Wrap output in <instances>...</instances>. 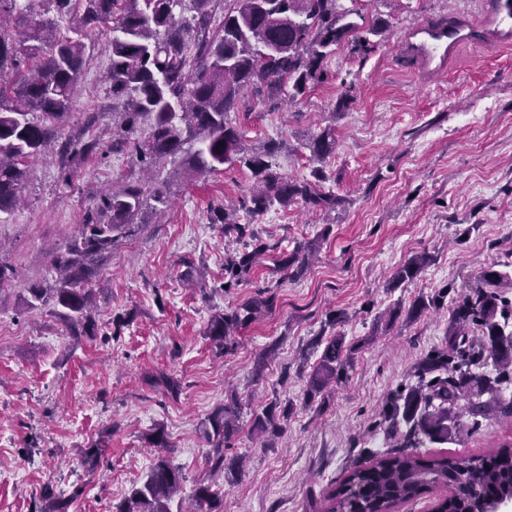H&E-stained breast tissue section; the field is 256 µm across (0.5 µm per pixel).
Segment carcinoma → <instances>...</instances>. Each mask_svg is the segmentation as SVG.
<instances>
[{
	"instance_id": "1",
	"label": "carcinoma",
	"mask_w": 512,
	"mask_h": 512,
	"mask_svg": "<svg viewBox=\"0 0 512 512\" xmlns=\"http://www.w3.org/2000/svg\"><path fill=\"white\" fill-rule=\"evenodd\" d=\"M47 3L59 16L76 22L78 38L60 37L54 23L40 19ZM357 9L341 0H0V215L15 210L31 162L44 155L71 112L84 69L88 29L112 24L107 48L112 58L108 84L112 98L126 100L122 144L137 158L157 164L181 156L189 173L220 170L237 163L258 185L242 207L251 215L271 205L299 199L311 208L333 209L341 198L307 181L287 179L272 162L276 147L259 151L245 145L243 132L228 114L242 99L264 97L270 108L282 97L303 96L324 80V60L343 43L361 54L371 52L374 38L389 27L377 15L369 24ZM148 135L134 137L141 120ZM311 157L324 160L335 139L324 132L309 144ZM165 208V184H129L99 196L95 217L81 225L57 256L58 276L49 286L28 289L31 306L52 309L74 336H91L97 328L90 288L98 262L120 238L138 233L137 217L148 205ZM236 213L224 212V236L247 234ZM266 246L224 254L225 285H239L265 253ZM303 248L282 262L290 278L307 264ZM428 256L409 260L394 275L392 287L413 279ZM482 286L467 293L448 324L445 346L417 365L416 384L396 392L383 413L387 431L400 451L352 470L328 493L329 512H393L400 503L433 488H451L438 500L436 512H494L512 500V445L484 456H423L413 452L424 441L445 443L464 432L480 431L490 418H512V405L501 391L512 384V276L490 267L481 273ZM268 301L252 300L230 312L213 315L207 336L218 350H234L239 329L254 321ZM482 332L468 334L470 326ZM358 345L343 349L342 338L325 345L309 375L307 397L314 399L347 377ZM492 367L486 372L484 368ZM157 388L176 398L179 380L164 373L148 376ZM288 407L274 404L255 415L252 430L259 436L283 433ZM238 404L232 400L208 418L204 437L207 465L213 473H234L224 463V445L237 430ZM179 468L157 459L144 483L131 492L116 512H171L169 502L182 488ZM41 512H67L68 502L46 485ZM199 512H223L214 485L200 482L193 490Z\"/></svg>"
}]
</instances>
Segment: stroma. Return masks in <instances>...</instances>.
<instances>
[{"mask_svg": "<svg viewBox=\"0 0 512 512\" xmlns=\"http://www.w3.org/2000/svg\"><path fill=\"white\" fill-rule=\"evenodd\" d=\"M475 12L476 0H373L365 17L382 14L390 28L367 57L338 47L324 61L326 80L307 94L275 109L250 96L230 112L247 146L276 144L273 161L287 178L321 168V190L343 199L332 211L299 201L257 217L239 211L267 250L236 287L224 285V251L239 244L217 218L248 194L249 171L227 164L196 178L177 175V162L157 165L171 204L147 211L140 233L100 261L97 332L74 337L49 309L28 304V290L54 282L55 259L95 193L144 178L119 143L121 105L101 81L111 27L99 26L72 112L31 166L21 205L0 217V263L14 272L0 285V512H40L48 484L68 512H116L160 455L185 477L171 512H194L205 423L232 399L239 417L225 455L244 465L217 483L224 512H326L332 481L390 452L380 421L392 394L414 385L417 364L444 345L481 272L512 274V48L464 46L440 77L399 59L409 26ZM326 130L335 150L317 165L308 144ZM78 139L93 150L68 156L65 142ZM300 242L313 244L315 258L286 278L279 262ZM421 253L430 261L417 277L390 287ZM434 295L438 306L406 320L417 298ZM256 298L269 300L267 312L240 330L231 353L217 354L211 316ZM333 336L356 347L348 376L308 398L320 343ZM155 371L180 380L179 398L144 383ZM273 404L290 412L278 447L267 448L251 427ZM159 430L162 450L150 443ZM99 440L100 457L86 460ZM504 442L512 421L493 418L420 452L470 456Z\"/></svg>", "mask_w": 512, "mask_h": 512, "instance_id": "obj_1", "label": "stroma"}]
</instances>
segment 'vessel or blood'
<instances>
[{"label":"vessel or blood","instance_id":"vessel-or-blood-1","mask_svg":"<svg viewBox=\"0 0 512 512\" xmlns=\"http://www.w3.org/2000/svg\"><path fill=\"white\" fill-rule=\"evenodd\" d=\"M512 46V0H481L477 18L465 23L422 21L400 40V53L432 76L444 75L448 60L467 44Z\"/></svg>","mask_w":512,"mask_h":512}]
</instances>
